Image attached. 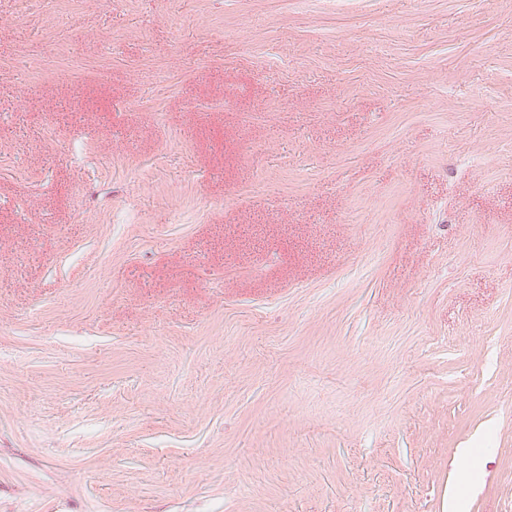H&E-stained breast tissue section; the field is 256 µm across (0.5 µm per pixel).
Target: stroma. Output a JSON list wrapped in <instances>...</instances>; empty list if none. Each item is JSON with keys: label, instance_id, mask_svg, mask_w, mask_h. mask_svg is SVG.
<instances>
[{"label": "stroma", "instance_id": "stroma-1", "mask_svg": "<svg viewBox=\"0 0 512 512\" xmlns=\"http://www.w3.org/2000/svg\"><path fill=\"white\" fill-rule=\"evenodd\" d=\"M457 495L512 512V0H0V512Z\"/></svg>", "mask_w": 512, "mask_h": 512}]
</instances>
